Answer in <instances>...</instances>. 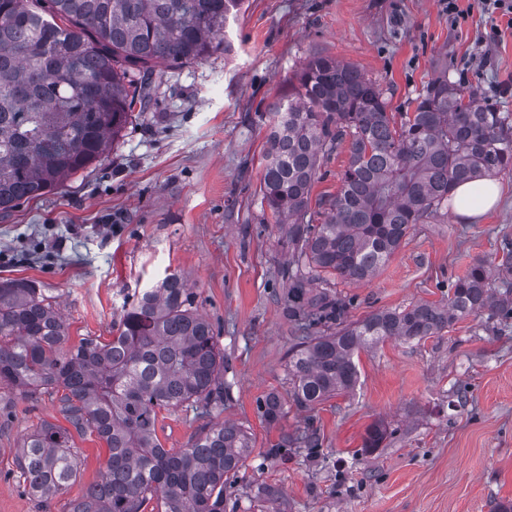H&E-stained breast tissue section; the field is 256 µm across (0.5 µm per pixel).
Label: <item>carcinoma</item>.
Instances as JSON below:
<instances>
[{"mask_svg":"<svg viewBox=\"0 0 512 512\" xmlns=\"http://www.w3.org/2000/svg\"><path fill=\"white\" fill-rule=\"evenodd\" d=\"M243 0H0V211L90 172L144 111L163 66L201 61ZM349 139L348 164L326 220L309 200L321 161ZM486 174H512V114L466 97L447 77L431 82L397 122L384 90L350 64L309 59L288 94L269 107L261 207L283 233L277 277L297 336L288 349L294 404L313 410L352 390L354 357L387 339L421 341L459 319H512V244L497 263L480 260L452 282L448 300L348 319L353 300L332 279H372L415 224L438 216L452 189ZM52 298L33 280L0 282V389L24 399L58 396L78 434L90 431L110 456L102 479L68 512H224L252 448L246 427L205 425L169 450L156 435L162 410L224 412V349L198 313L185 277L170 273L125 302L105 340L73 346ZM265 420L285 414L278 394ZM392 435L382 420L364 451ZM308 424L273 448L322 455ZM22 492L46 504L77 481L71 431L43 422L16 456Z\"/></svg>","mask_w":512,"mask_h":512,"instance_id":"1","label":"carcinoma"}]
</instances>
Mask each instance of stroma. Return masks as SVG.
Returning <instances> with one entry per match:
<instances>
[{
    "instance_id": "obj_1",
    "label": "stroma",
    "mask_w": 512,
    "mask_h": 512,
    "mask_svg": "<svg viewBox=\"0 0 512 512\" xmlns=\"http://www.w3.org/2000/svg\"><path fill=\"white\" fill-rule=\"evenodd\" d=\"M458 5L463 15L452 23L442 0H246L232 52L166 68L148 112L103 165L0 212V281H37L56 300L69 344L111 336L125 298L166 273L185 276L224 348L232 396L223 416L253 437L237 512H494L512 502V324L470 315L420 342L385 341L360 352L351 394L300 410L286 370L295 332L276 277L284 251L260 207L267 110L313 55L375 80L396 116L442 75L512 113V29L499 19L494 36L478 0ZM348 156L344 144L323 161L313 211L328 212ZM501 185L499 204L478 223L442 210L414 225L371 281L337 282L354 300L351 318L439 301L474 262L501 258L512 242V175ZM271 392L285 404L274 424L258 410ZM380 418L393 434L364 454L366 428ZM46 421L66 424L56 399L0 401V512H66L101 480L109 451L89 432L73 438L82 459L74 484L45 506L21 494L17 450ZM204 424L164 411L157 436L178 450ZM307 424L320 434L323 460L270 456ZM264 483L280 489L277 505L252 498Z\"/></svg>"
}]
</instances>
